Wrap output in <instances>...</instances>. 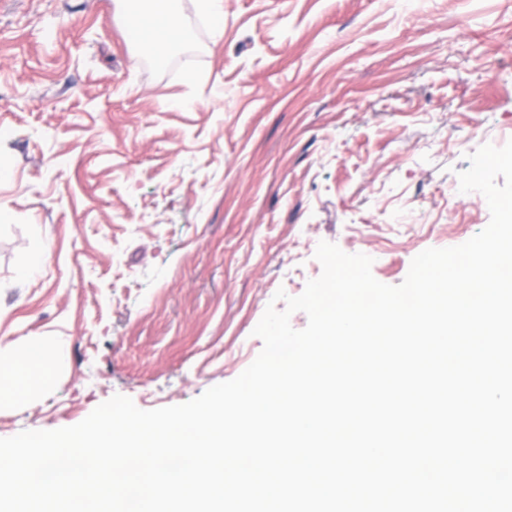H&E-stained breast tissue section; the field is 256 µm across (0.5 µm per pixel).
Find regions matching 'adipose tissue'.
I'll list each match as a JSON object with an SVG mask.
<instances>
[{
	"instance_id": "obj_1",
	"label": "adipose tissue",
	"mask_w": 512,
	"mask_h": 512,
	"mask_svg": "<svg viewBox=\"0 0 512 512\" xmlns=\"http://www.w3.org/2000/svg\"><path fill=\"white\" fill-rule=\"evenodd\" d=\"M122 8L136 41L152 48L156 55H164L178 42L180 29L172 18L173 0H122ZM48 359L41 337H31L20 359L8 369H0V393L13 400L25 398L31 372Z\"/></svg>"
}]
</instances>
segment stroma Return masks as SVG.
<instances>
[{"label":"stroma","instance_id":"1","mask_svg":"<svg viewBox=\"0 0 512 512\" xmlns=\"http://www.w3.org/2000/svg\"><path fill=\"white\" fill-rule=\"evenodd\" d=\"M177 0L162 59L117 0H0V438L239 376L319 241L400 284L490 221L457 174L512 139V0ZM46 259L27 277L35 250ZM48 359L49 355L41 337H31L20 359L7 370L0 368V396L3 392L13 400L25 398L29 391L31 372L42 367Z\"/></svg>","mask_w":512,"mask_h":512}]
</instances>
